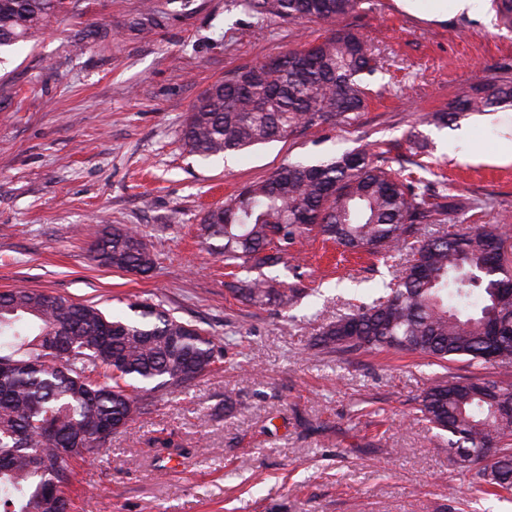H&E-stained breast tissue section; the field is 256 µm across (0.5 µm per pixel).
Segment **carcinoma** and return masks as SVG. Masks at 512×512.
Returning <instances> with one entry per match:
<instances>
[{
  "label": "carcinoma",
  "mask_w": 512,
  "mask_h": 512,
  "mask_svg": "<svg viewBox=\"0 0 512 512\" xmlns=\"http://www.w3.org/2000/svg\"><path fill=\"white\" fill-rule=\"evenodd\" d=\"M253 14L331 24L363 0H240ZM68 0H0V50L28 41ZM512 31V0H492ZM366 40L346 28L235 70L203 92L179 136L190 152L227 157L300 128L349 118L368 97L360 75L377 70ZM512 108V78L471 85L448 110L425 120L448 124L460 112ZM448 212L435 195L372 162L364 150L316 164L287 163L245 185L204 220L223 241L228 266L270 269L316 231L348 251L407 252V267L384 295L319 333L316 346L352 357L396 349L486 369L512 367V267L495 226L439 234ZM91 258L146 275L155 266L140 234L122 224L92 242ZM242 301L286 305L292 295L263 273L230 288ZM501 337L489 341L491 324ZM224 356L214 338L163 307L141 303L136 318L108 316L91 303L27 288L0 292V512H68L73 459H94L145 407L139 393L171 391L209 372ZM512 382L490 376L436 382L419 400L429 425L448 433V453L474 470L482 491L512 490Z\"/></svg>",
  "instance_id": "cac0c4a2"
}]
</instances>
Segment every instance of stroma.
Masks as SVG:
<instances>
[{"mask_svg":"<svg viewBox=\"0 0 512 512\" xmlns=\"http://www.w3.org/2000/svg\"><path fill=\"white\" fill-rule=\"evenodd\" d=\"M74 0L43 34L0 52V292L29 288L130 316L148 302L205 329L221 362L188 388L146 393L145 411L96 459L73 463L71 512H512L488 495L422 420L437 379L466 362L315 346L320 327L371 302L397 262L341 253L310 234L272 273L290 307L233 298L206 212L286 161L353 149L448 196L445 225L512 230V109L422 122L458 88L512 66L494 11L436 0H366L344 26L379 53L364 112L226 158L178 132L202 91L238 68L324 37L317 23L258 18L234 0ZM134 227L156 257L146 275L97 265L106 225Z\"/></svg>","mask_w":512,"mask_h":512,"instance_id":"stroma-1","label":"stroma"}]
</instances>
